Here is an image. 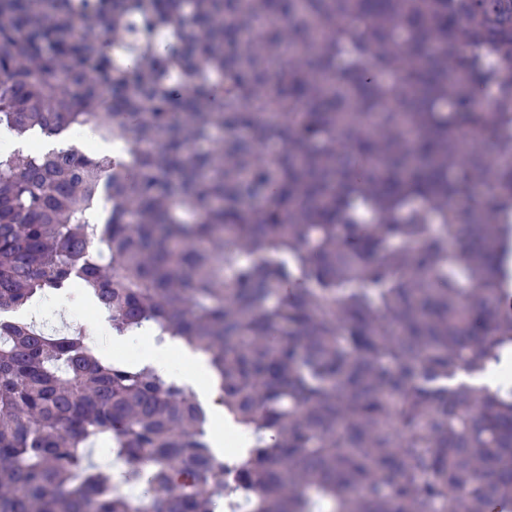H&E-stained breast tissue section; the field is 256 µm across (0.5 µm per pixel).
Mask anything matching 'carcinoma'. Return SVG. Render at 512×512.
Listing matches in <instances>:
<instances>
[{
  "instance_id": "carcinoma-1",
  "label": "carcinoma",
  "mask_w": 512,
  "mask_h": 512,
  "mask_svg": "<svg viewBox=\"0 0 512 512\" xmlns=\"http://www.w3.org/2000/svg\"><path fill=\"white\" fill-rule=\"evenodd\" d=\"M0 512H512V0H0ZM82 288L251 432L11 312ZM88 335L96 344L100 354L108 356L110 348L126 342L127 338L137 340L142 346V352L136 360L142 364H151L159 372L174 375L181 383L196 391L199 399L206 402L212 411L213 428L211 430V442L216 454L224 453V430L240 433V438L246 443V436L224 421V406L215 401L217 392L209 382L208 357L200 352L184 347L177 340H168L157 345L150 336H112V326L107 316H98L94 325L88 330ZM177 350V363L174 362Z\"/></svg>"
}]
</instances>
